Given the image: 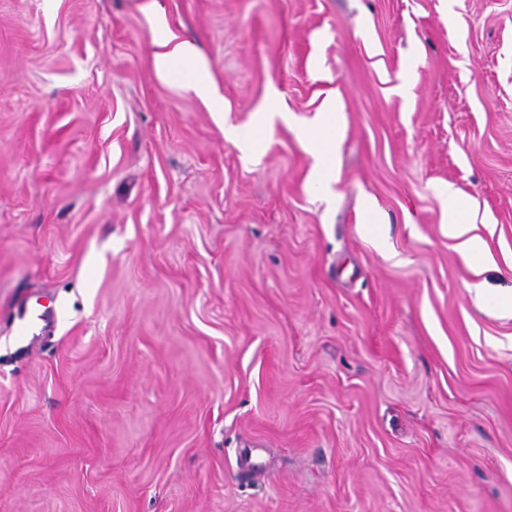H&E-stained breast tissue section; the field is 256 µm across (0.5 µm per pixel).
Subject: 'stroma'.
<instances>
[{
    "instance_id": "35a3bbf8",
    "label": "stroma",
    "mask_w": 512,
    "mask_h": 512,
    "mask_svg": "<svg viewBox=\"0 0 512 512\" xmlns=\"http://www.w3.org/2000/svg\"><path fill=\"white\" fill-rule=\"evenodd\" d=\"M145 2L0 0V512H512V0ZM144 9L154 14L158 25L166 29L165 37L153 41L156 46L153 55V67L157 73H167L179 61H202L200 50L195 43L188 39L180 40L178 35L167 29L164 13L157 0L146 2ZM193 88L196 95L201 100L221 110L222 105L219 103L216 87L205 66H200L195 71V83ZM341 121V112L336 96L326 98L317 128L311 130L306 143L316 160L313 171V183L322 191L329 190L336 180L337 130ZM442 209V224H448V236L461 239L459 248L469 259L488 261L486 243L479 235H469L476 224L472 204L464 199L454 184L448 183L437 191ZM53 319L45 312L27 308L22 304L17 321L13 326V335L19 343L30 342L34 336L42 334ZM39 331V333H37Z\"/></svg>"
}]
</instances>
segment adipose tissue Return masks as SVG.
<instances>
[{
	"mask_svg": "<svg viewBox=\"0 0 512 512\" xmlns=\"http://www.w3.org/2000/svg\"><path fill=\"white\" fill-rule=\"evenodd\" d=\"M153 67L157 73L170 71L177 62L201 59L200 50L190 40L179 38L173 32L155 42ZM194 91L206 103L218 105L216 87L206 67L200 66L195 72ZM341 121V112L336 97H327L317 127L311 130L306 143L310 153L316 160L313 181L321 190H329L336 179L337 130ZM442 217L448 226V235L457 239L462 253L472 260H487L486 243L482 237L474 235L472 229L476 216L472 204L464 199L454 184H446L437 191Z\"/></svg>",
	"mask_w": 512,
	"mask_h": 512,
	"instance_id": "1",
	"label": "adipose tissue"
}]
</instances>
